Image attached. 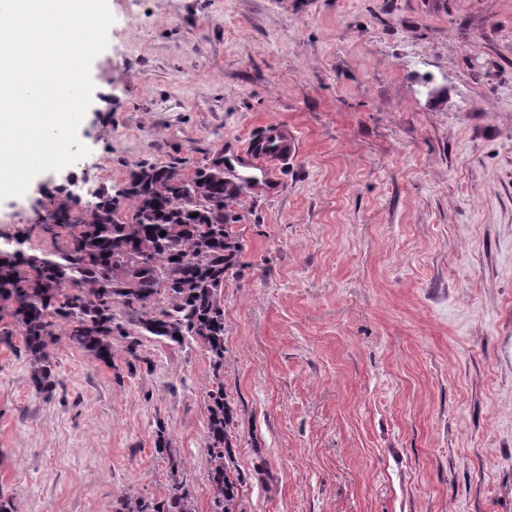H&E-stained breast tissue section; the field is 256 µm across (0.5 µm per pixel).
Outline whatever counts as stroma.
<instances>
[{
	"label": "stroma",
	"instance_id": "35a3bbf8",
	"mask_svg": "<svg viewBox=\"0 0 512 512\" xmlns=\"http://www.w3.org/2000/svg\"><path fill=\"white\" fill-rule=\"evenodd\" d=\"M78 129L86 157L0 202V244L60 241L36 212L143 163L299 150L245 189L224 282V391L243 512H512V0H108ZM37 392L0 341V494L18 512L160 498L165 436L211 512L210 360L67 340ZM297 148V140L293 133L288 131V128L277 125L250 141L245 147L248 165H242V169L229 166L225 170L229 176L243 183L272 179V163L288 159Z\"/></svg>",
	"mask_w": 512,
	"mask_h": 512
}]
</instances>
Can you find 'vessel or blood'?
<instances>
[{
	"mask_svg": "<svg viewBox=\"0 0 512 512\" xmlns=\"http://www.w3.org/2000/svg\"><path fill=\"white\" fill-rule=\"evenodd\" d=\"M297 148V140L291 131L278 125L271 127L245 147L248 165L240 168L228 167L227 173L244 183L271 179L273 163L287 159Z\"/></svg>",
	"mask_w": 512,
	"mask_h": 512,
	"instance_id": "vessel-or-blood-1",
	"label": "vessel or blood"
}]
</instances>
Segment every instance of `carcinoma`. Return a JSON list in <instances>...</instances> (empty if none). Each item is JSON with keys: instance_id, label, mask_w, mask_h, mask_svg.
<instances>
[{"instance_id": "cac0c4a2", "label": "carcinoma", "mask_w": 512, "mask_h": 512, "mask_svg": "<svg viewBox=\"0 0 512 512\" xmlns=\"http://www.w3.org/2000/svg\"><path fill=\"white\" fill-rule=\"evenodd\" d=\"M242 189L224 176V160L192 175L173 164H145L117 190L103 189L81 210L65 192L41 205L40 221L65 230L62 247L43 257L16 239L0 247V314L20 329L41 392L51 385L49 347L64 338L112 365V337L194 343L210 359L208 408L211 512H243L241 477L231 448L236 434L224 395V280L239 262L232 224ZM130 208L122 211V202ZM171 482L160 500L124 497L116 512H196L169 457Z\"/></svg>"}]
</instances>
